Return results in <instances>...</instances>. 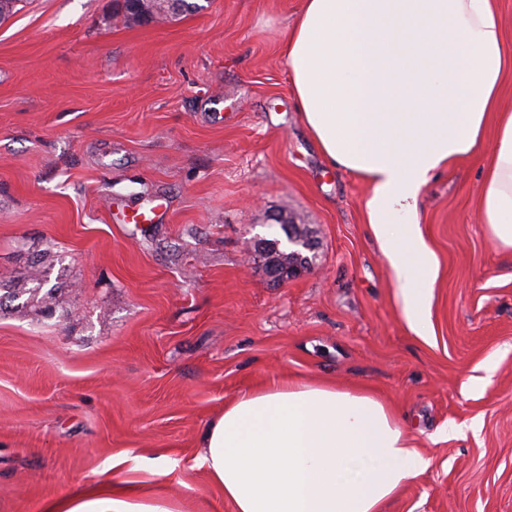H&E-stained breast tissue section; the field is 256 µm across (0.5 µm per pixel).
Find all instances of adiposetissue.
I'll return each mask as SVG.
<instances>
[{
	"label": "adipose tissue",
	"mask_w": 512,
	"mask_h": 512,
	"mask_svg": "<svg viewBox=\"0 0 512 512\" xmlns=\"http://www.w3.org/2000/svg\"><path fill=\"white\" fill-rule=\"evenodd\" d=\"M283 53L320 152L370 188L368 222L398 282L405 324L429 336L436 267L418 199L433 176L487 153L482 220L512 249V106L502 97L512 49L494 0H303ZM198 459L234 512H383L432 464L375 396L295 381L227 401ZM41 512L185 508L100 485L47 501Z\"/></svg>",
	"instance_id": "adipose-tissue-1"
}]
</instances>
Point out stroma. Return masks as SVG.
<instances>
[{
    "label": "stroma",
    "mask_w": 512,
    "mask_h": 512,
    "mask_svg": "<svg viewBox=\"0 0 512 512\" xmlns=\"http://www.w3.org/2000/svg\"><path fill=\"white\" fill-rule=\"evenodd\" d=\"M198 2L134 22L123 0H19L0 21V282L45 252L62 288L52 316L0 314V512L101 484L232 512L204 428L288 377L370 390L431 457L385 512H512V252L480 216L482 160L418 200L438 262L425 341L367 185L299 110L282 34L302 0ZM132 206L155 223H126ZM274 213L317 243L275 287L249 253L282 237Z\"/></svg>",
    "instance_id": "stroma-1"
}]
</instances>
